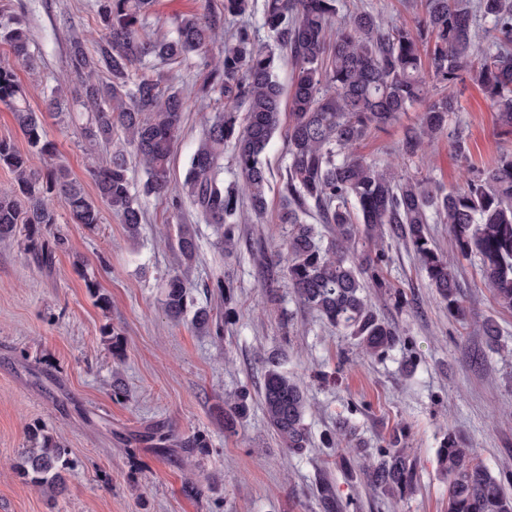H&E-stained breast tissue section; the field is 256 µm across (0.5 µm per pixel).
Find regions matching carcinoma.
I'll list each match as a JSON object with an SVG mask.
<instances>
[{
    "instance_id": "carcinoma-1",
    "label": "carcinoma",
    "mask_w": 512,
    "mask_h": 512,
    "mask_svg": "<svg viewBox=\"0 0 512 512\" xmlns=\"http://www.w3.org/2000/svg\"><path fill=\"white\" fill-rule=\"evenodd\" d=\"M201 12L182 17L175 32L151 33L147 18L153 0H94L100 35L92 42L77 33L69 41V67L75 90L46 88V107L58 114L78 105L87 112L82 128L92 146L109 145L123 132L131 151L114 150L90 168L97 199L86 194L62 165L44 170L30 156L51 158L43 114L29 104L28 91L15 67L0 63V103L13 113L28 149L0 137V168L13 176L0 192V240L24 234V249L49 266L66 239L45 236L57 223L55 199L74 224L94 227L106 206L132 239L144 223L142 199L155 196L179 213L215 225L216 245L237 244L239 225L267 209L265 151L282 132L288 161L281 173L286 205L277 223L288 225L284 278L302 306L356 340L362 354L380 357L394 348L399 331L383 321L367 289L389 288L382 274L388 255L384 237L414 251L428 287L464 320L470 307L461 290L457 266L432 237L427 224L448 225L456 258L476 257L482 279L504 310L512 311V150L491 166L467 165L459 188L444 192L429 180L356 153L372 135L387 130L415 104H423L414 126L399 144L401 162L423 154L430 142L448 139L464 153L463 134L449 126L458 110L452 89L468 79L485 91L501 131L512 134V0H420L421 17L410 27L387 24L382 14L355 5L340 15L341 0H264L259 23L253 0H202ZM487 22L479 44L477 19ZM266 30L274 45L260 42ZM224 37V54L212 61L209 47ZM31 37L22 14L0 10V44L17 60L34 64ZM292 64L289 91L277 80L276 61ZM198 57L199 73L176 82L153 73L154 60L170 64ZM217 115L205 124L190 156L182 185H172L171 158L180 136L182 114L190 101ZM288 125H283V115ZM233 150L242 187L224 185V147ZM143 166L145 180L134 184L131 158ZM335 226L336 237L323 243L305 217ZM374 249L355 254L357 239ZM177 245L187 262L197 253L195 233L180 229ZM210 287L224 301V315L235 303L233 287L217 274ZM164 305L170 318L181 319L193 304L182 278L164 283ZM196 325L223 337L224 321L196 312ZM266 419L288 452L311 445L304 389L271 360L260 395ZM249 411L248 395L227 403L224 432L234 434ZM30 446L14 466L24 483L51 497L60 493L71 468L67 448L43 425L29 430ZM437 464L448 478L447 512H512V493L480 460L468 440L454 429L437 452ZM348 477L362 482L376 498L396 505L418 489L417 459L407 448L355 449ZM322 512H347L343 499L325 476L315 484Z\"/></svg>"
}]
</instances>
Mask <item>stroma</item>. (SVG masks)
Listing matches in <instances>:
<instances>
[{"label":"stroma","mask_w":512,"mask_h":512,"mask_svg":"<svg viewBox=\"0 0 512 512\" xmlns=\"http://www.w3.org/2000/svg\"><path fill=\"white\" fill-rule=\"evenodd\" d=\"M92 0H36L25 21L34 65L16 63L0 45V62L15 64L31 90L32 109L43 112V88L69 75L72 33L95 38ZM459 110L450 117L464 136V153L447 144L413 159L409 174L444 189L462 184V160L482 167L512 150L487 95L470 83L457 85ZM409 111L359 151L391 166ZM81 107L61 118L45 114L57 160L82 184L96 188L89 167L95 155L82 137ZM286 144L275 135L266 152L271 176L261 223L240 227L227 253L214 247L211 226L196 223L191 209L174 214L161 200L145 201L146 222L130 239L111 210L88 228L72 223L62 202L48 235L68 241L66 252L44 267L20 239L0 241V512H321L312 493L320 470L348 512H446L448 481L436 453L449 429L460 431L512 491V314L501 311L485 286L477 259L462 261L459 279L471 297L466 321L450 317L431 293L413 252L392 246L383 269L391 288L372 293L379 315L400 332L399 343L379 358L364 357L353 340L299 305L274 260L287 225L277 223L282 205L279 174ZM193 225L199 245L189 280L194 304L222 314L201 285L223 273L236 294V314L223 342L206 336L191 317L171 320L163 283L180 271L178 227ZM94 281L111 304H96L86 286ZM500 327L497 347L482 331L486 319ZM112 328L124 348L114 360L103 331ZM304 387L313 436L350 420L365 448L400 446L419 464L418 490L390 506L349 482L332 448L289 454L268 426L259 402L236 435L224 433L228 397L257 394L271 357ZM120 382L125 401L113 400ZM44 424L62 437L72 462L64 491L48 498L20 480L13 465L27 447V429ZM171 433L168 447L152 432ZM204 435L207 447L184 453L182 444Z\"/></svg>","instance_id":"1"}]
</instances>
